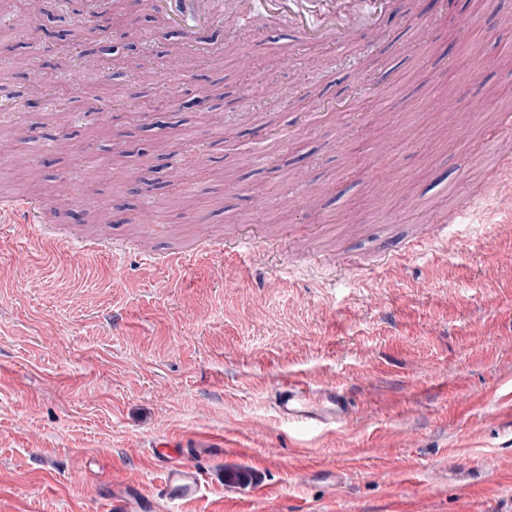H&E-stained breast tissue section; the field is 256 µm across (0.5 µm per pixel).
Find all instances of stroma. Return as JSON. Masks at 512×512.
I'll return each instance as SVG.
<instances>
[{"instance_id": "1", "label": "stroma", "mask_w": 512, "mask_h": 512, "mask_svg": "<svg viewBox=\"0 0 512 512\" xmlns=\"http://www.w3.org/2000/svg\"><path fill=\"white\" fill-rule=\"evenodd\" d=\"M8 5L32 27L0 26V85L21 92L0 119V203L43 209L0 223V512H107L113 491L160 484L166 441L202 484L181 512H512V204L481 203L455 250L378 259L512 155V0H395L375 38L347 43L224 22L189 73L145 80L112 48L146 42L156 65L177 45L162 19L120 5L101 30L85 0ZM34 63L61 75L60 107H29ZM201 93L210 109L180 108ZM451 97L495 105L459 148ZM31 127L40 140L21 141ZM61 130L93 152L29 179L18 159ZM130 140L150 148L116 153ZM73 179L84 224L58 200ZM240 233L266 270L193 252ZM170 251L182 267L149 260ZM342 254L362 279L337 280ZM293 380L345 391L353 420L288 426L274 400Z\"/></svg>"}]
</instances>
